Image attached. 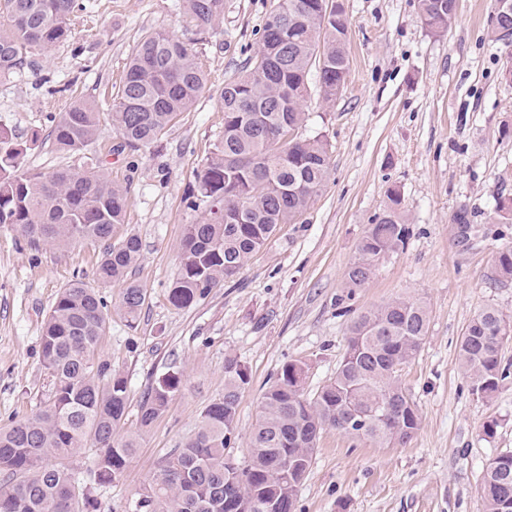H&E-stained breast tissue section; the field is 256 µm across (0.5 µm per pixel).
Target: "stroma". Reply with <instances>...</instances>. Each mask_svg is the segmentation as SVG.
Returning <instances> with one entry per match:
<instances>
[{
  "label": "stroma",
  "instance_id": "35a3bbf8",
  "mask_svg": "<svg viewBox=\"0 0 512 512\" xmlns=\"http://www.w3.org/2000/svg\"><path fill=\"white\" fill-rule=\"evenodd\" d=\"M181 0H91L73 16L70 36L51 51L33 50L20 71L0 77V128L27 145L25 167L43 173L95 168L130 184L126 220L112 236L137 235L132 277L146 292L135 325L113 316L96 357L128 380L123 432L134 431L149 381L171 370L180 390L168 413L143 436L123 477L94 489L96 512H125L160 462L198 425L224 392V359L246 365L250 384L237 415L231 453L248 437L268 384L290 361L308 367L314 394L335 375L348 325L363 311L399 297L425 302L429 327L401 381L420 425L389 447L333 428L319 439L295 512H485L488 461L512 451V376L489 398L472 395L458 365L470 320L488 307L512 321V283L494 280L497 252L512 246V222L489 217L512 195V46L488 34L492 0H459L445 32L423 23L418 0H344L349 19L345 88L330 104L311 97L307 134L330 143L331 172L301 223L281 225L237 277L184 309L170 305L186 225L201 221L187 193L224 134L220 92L260 47L277 0H224L218 25L183 23ZM166 31L191 43L208 89L162 139L133 151L110 129L83 151L57 149L54 120L74 100L104 109L121 86L140 39ZM398 189L409 217L403 250L381 257L355 292L344 286L357 245ZM489 227L465 252L448 226L460 207ZM101 246L92 241L31 249L0 226V426L31 415L48 400L50 375L40 359L44 319L68 283L92 282ZM496 422L493 435L484 427Z\"/></svg>",
  "mask_w": 512,
  "mask_h": 512
}]
</instances>
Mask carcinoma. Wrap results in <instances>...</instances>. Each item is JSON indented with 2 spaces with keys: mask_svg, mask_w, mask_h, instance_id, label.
Masks as SVG:
<instances>
[{
  "mask_svg": "<svg viewBox=\"0 0 512 512\" xmlns=\"http://www.w3.org/2000/svg\"><path fill=\"white\" fill-rule=\"evenodd\" d=\"M453 0H418L420 16L433 32L455 19ZM186 22L213 27L224 0H183ZM82 0H0V77L22 68L33 49L44 52L63 41ZM349 20L336 0H278L263 28L262 53L242 74L224 82V136L196 176L190 205H206V217L185 228L179 272L168 292L177 309L190 307L212 289L239 275L252 256L283 224H295L326 186L329 143L321 135L285 141L281 127H306L311 71L322 102L341 95L349 66L345 32ZM207 87L194 48L164 31L145 35L126 64L122 86L109 111L75 101L53 128L57 148L84 150L109 127L134 150L156 142ZM27 147L0 129V226L15 228L29 247L67 246L84 240L105 243L94 273L97 286L75 280L60 289L45 320L41 360L53 381L48 401L35 414L0 428V512H90L91 488L69 468L72 458L93 456V482L118 480L136 453L140 436L168 411L180 387L179 373L151 382L139 402L136 431L123 437L127 379L96 361L112 312L99 289L119 286L116 307L136 323L146 296L132 279L141 243L128 235L112 241V228L126 218L128 188L91 170L52 173L24 168ZM453 223L470 235H487L470 212L459 209ZM407 215L398 191L369 224L346 274L360 288L372 266L404 247ZM495 278L512 282V247L498 251ZM429 313L418 299L396 298L361 313L349 326L335 377L314 397L304 392L307 369L289 362L268 385L249 436L250 451L229 471L226 452L236 439L241 394L248 368L235 356L224 360V394L205 407L193 434L157 468L128 512H275L281 498L294 508L327 427L380 447L403 443L418 429L417 406L399 371L419 352ZM506 318L494 307L474 316L458 347L460 368L471 393L489 398L507 379L500 351ZM288 463L276 472L275 459ZM486 512H508L512 502V452L489 460L483 475Z\"/></svg>",
  "mask_w": 512,
  "mask_h": 512,
  "instance_id": "cac0c4a2",
  "label": "carcinoma"
}]
</instances>
